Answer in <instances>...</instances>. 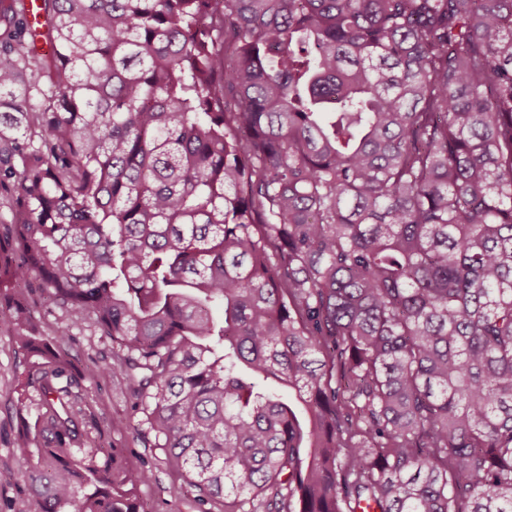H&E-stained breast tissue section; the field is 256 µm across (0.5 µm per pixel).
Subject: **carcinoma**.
I'll return each mask as SVG.
<instances>
[{"mask_svg": "<svg viewBox=\"0 0 512 512\" xmlns=\"http://www.w3.org/2000/svg\"><path fill=\"white\" fill-rule=\"evenodd\" d=\"M0 208L39 512L149 473L97 463L32 277L201 512H512V0H13ZM33 288H23V295L34 307L37 322L48 338H55L58 327L64 321L62 310L48 297L46 291L38 288L33 281Z\"/></svg>", "mask_w": 512, "mask_h": 512, "instance_id": "1", "label": "carcinoma"}]
</instances>
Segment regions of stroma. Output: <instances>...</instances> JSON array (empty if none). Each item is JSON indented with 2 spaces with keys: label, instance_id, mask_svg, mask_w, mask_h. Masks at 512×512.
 <instances>
[{
  "label": "stroma",
  "instance_id": "obj_1",
  "mask_svg": "<svg viewBox=\"0 0 512 512\" xmlns=\"http://www.w3.org/2000/svg\"><path fill=\"white\" fill-rule=\"evenodd\" d=\"M60 350L70 364V398L84 412L83 429L101 431L104 454H116L127 465L150 472V481L138 492L146 512H199L194 492L165 465L163 451L152 445L153 434L141 425L127 381L115 369L110 339L88 321L69 331ZM24 370L22 352L0 330V512H37L18 476L20 421L15 404Z\"/></svg>",
  "mask_w": 512,
  "mask_h": 512
}]
</instances>
